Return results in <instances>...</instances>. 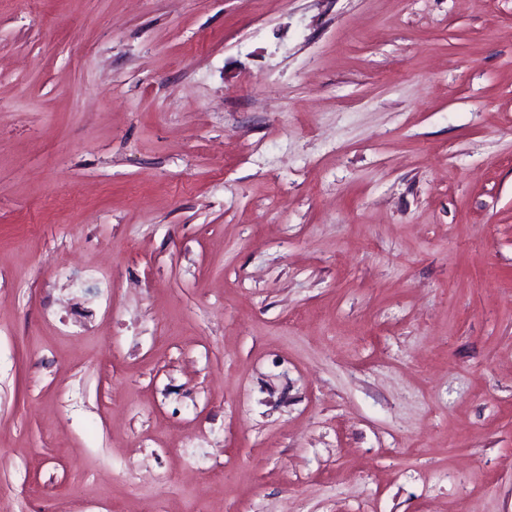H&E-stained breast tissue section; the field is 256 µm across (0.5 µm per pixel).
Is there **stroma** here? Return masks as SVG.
<instances>
[{"mask_svg":"<svg viewBox=\"0 0 512 512\" xmlns=\"http://www.w3.org/2000/svg\"><path fill=\"white\" fill-rule=\"evenodd\" d=\"M151 497L512 512V0H0V512Z\"/></svg>","mask_w":512,"mask_h":512,"instance_id":"obj_1","label":"stroma"}]
</instances>
